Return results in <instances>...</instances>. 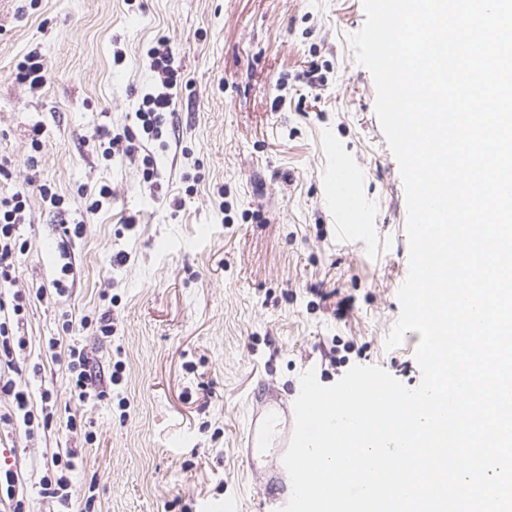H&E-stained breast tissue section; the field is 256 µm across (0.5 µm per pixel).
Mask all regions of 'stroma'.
<instances>
[{"label": "stroma", "mask_w": 512, "mask_h": 512, "mask_svg": "<svg viewBox=\"0 0 512 512\" xmlns=\"http://www.w3.org/2000/svg\"><path fill=\"white\" fill-rule=\"evenodd\" d=\"M22 4L0 0V157L12 161L0 199L28 193L14 277L31 292L21 326L29 344L14 378L33 405L50 392L54 418L31 437L0 427V448L16 451L30 510L55 512L39 481L55 452L74 448L83 463L72 485L94 492L95 512H199L205 502L268 512L262 475L278 451L245 457L253 410L294 403L309 369L325 386L356 364L410 389L422 380L418 332L385 346L409 272L407 206L372 75L348 42L365 22L363 0ZM161 37L184 82L153 189L141 161L107 162L89 138L127 126L154 82L144 49ZM34 47L46 62L36 90L13 78ZM36 124L45 133L35 152ZM339 162L362 173L360 242L339 236L341 218L325 202ZM42 183L62 208L42 200ZM104 186L110 202L88 213ZM70 224L80 236H64ZM120 250L130 259L116 268ZM62 276L61 297L53 282ZM106 310L111 336L81 329ZM58 336L84 347L101 374L123 360L126 409L72 398L66 365L48 349ZM71 415L79 432L65 428Z\"/></svg>", "instance_id": "obj_1"}]
</instances>
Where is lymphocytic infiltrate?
<instances>
[{
  "label": "lymphocytic infiltrate",
  "instance_id": "obj_1",
  "mask_svg": "<svg viewBox=\"0 0 512 512\" xmlns=\"http://www.w3.org/2000/svg\"><path fill=\"white\" fill-rule=\"evenodd\" d=\"M155 82L144 93L134 109L133 124L125 128L123 134H112L111 130L100 128L94 131L91 140L102 149L105 160L122 156L134 158L137 151H144L145 178L155 174L153 160L147 150L153 142L161 140L172 115L173 95L181 82V68L165 38H158L146 49ZM27 196L16 192L11 198L0 201V284L12 280V270L23 245L20 241L21 225ZM26 296L24 292L13 291L11 297L0 296V392L13 398L11 413L0 415V423L17 425L26 435L35 432L36 416L31 405L27 387L18 384L10 373L16 370V353L27 344L26 337L17 335L15 326L24 312ZM63 356L71 376V391L78 400L111 399L112 388L122 380L123 361H115L109 376V383L96 387V373L84 349L70 344L64 347ZM80 459L73 449L55 454L44 476L40 480V493L43 497L56 500L65 512H93V498H86L83 506L72 503V473L79 467Z\"/></svg>",
  "mask_w": 512,
  "mask_h": 512
}]
</instances>
